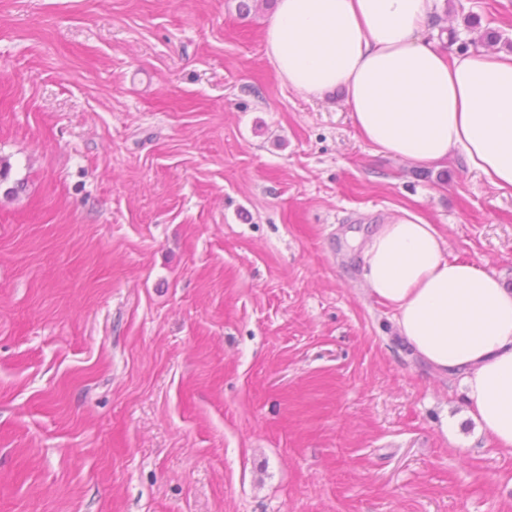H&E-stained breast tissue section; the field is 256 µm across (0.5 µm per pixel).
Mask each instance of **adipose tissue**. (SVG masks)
Instances as JSON below:
<instances>
[{
	"label": "adipose tissue",
	"mask_w": 512,
	"mask_h": 512,
	"mask_svg": "<svg viewBox=\"0 0 512 512\" xmlns=\"http://www.w3.org/2000/svg\"><path fill=\"white\" fill-rule=\"evenodd\" d=\"M434 0H277L263 39L293 88L346 92L360 136L419 166L457 154L512 192V54L448 59L425 46ZM434 225L401 208L362 248L365 286L420 359L459 374L469 413L512 450V289L451 260Z\"/></svg>",
	"instance_id": "obj_1"
}]
</instances>
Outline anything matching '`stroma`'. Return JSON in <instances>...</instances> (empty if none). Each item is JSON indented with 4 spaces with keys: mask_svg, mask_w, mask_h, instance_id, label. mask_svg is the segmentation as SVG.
Listing matches in <instances>:
<instances>
[{
    "mask_svg": "<svg viewBox=\"0 0 512 512\" xmlns=\"http://www.w3.org/2000/svg\"><path fill=\"white\" fill-rule=\"evenodd\" d=\"M237 5L0 0V512H512L361 260L404 207L512 289V193L379 152ZM448 8L512 53V0Z\"/></svg>",
    "mask_w": 512,
    "mask_h": 512,
    "instance_id": "stroma-1",
    "label": "stroma"
}]
</instances>
